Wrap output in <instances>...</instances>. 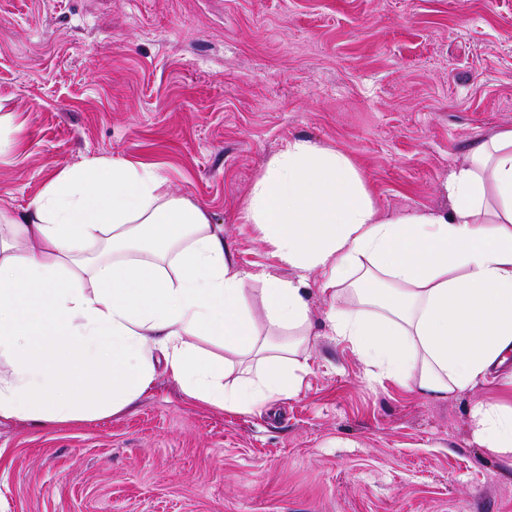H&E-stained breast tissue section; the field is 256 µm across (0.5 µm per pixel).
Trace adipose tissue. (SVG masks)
I'll list each match as a JSON object with an SVG mask.
<instances>
[{
  "instance_id": "1",
  "label": "adipose tissue",
  "mask_w": 512,
  "mask_h": 512,
  "mask_svg": "<svg viewBox=\"0 0 512 512\" xmlns=\"http://www.w3.org/2000/svg\"><path fill=\"white\" fill-rule=\"evenodd\" d=\"M448 209L382 219L342 152L295 139L254 183L257 225L283 279L227 257L224 233L156 168L102 157L62 170L18 215L0 209V419L70 424L138 401L164 366L191 400L246 412L300 386L307 276L339 287L364 266L384 289L332 308L328 327L380 376L438 399L497 375L471 410L474 443L512 453V130L481 144L444 184ZM266 283L277 342L260 340L246 296ZM207 336L254 366L203 352Z\"/></svg>"
}]
</instances>
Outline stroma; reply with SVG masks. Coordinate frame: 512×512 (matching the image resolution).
<instances>
[{
    "label": "stroma",
    "mask_w": 512,
    "mask_h": 512,
    "mask_svg": "<svg viewBox=\"0 0 512 512\" xmlns=\"http://www.w3.org/2000/svg\"><path fill=\"white\" fill-rule=\"evenodd\" d=\"M512 128V0H0V207L89 157L158 167L238 267H278L244 221L294 139L342 152L377 212L442 185ZM282 277L295 269L278 267ZM309 275L297 394L241 413L157 369L131 409L0 420V512H512V456L473 443L484 382L445 399L372 378Z\"/></svg>",
    "instance_id": "stroma-1"
}]
</instances>
